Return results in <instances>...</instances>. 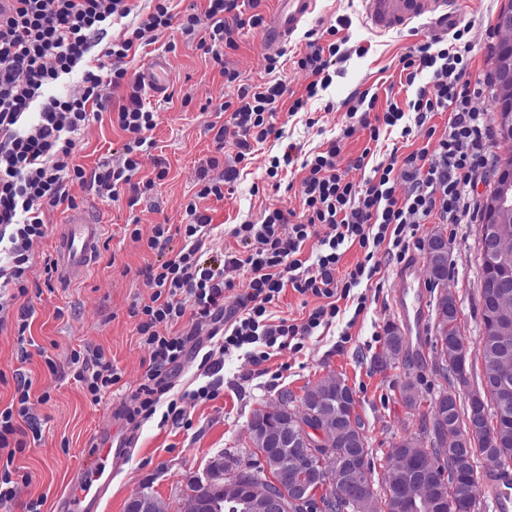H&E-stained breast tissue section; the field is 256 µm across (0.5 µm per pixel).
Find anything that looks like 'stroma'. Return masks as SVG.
Here are the masks:
<instances>
[{
  "mask_svg": "<svg viewBox=\"0 0 512 512\" xmlns=\"http://www.w3.org/2000/svg\"><path fill=\"white\" fill-rule=\"evenodd\" d=\"M276 0H238L237 9L225 14L233 31L235 48L225 49L221 59L203 54L194 38L179 30L161 34L152 45L137 48L136 67L153 58L165 57L171 75L165 97H147L146 105L156 112V127L144 159L140 177L155 180L152 191L134 198L123 188L118 201L98 195L88 183H69L75 204L87 207L104 226L98 248L95 271L76 282L46 280L42 268L44 256L53 254L56 237L66 214L65 208L46 212L48 226L44 238L32 247L33 266L28 274L27 293L16 298L4 325L0 326V402L8 403L14 393L17 376L32 382V415L40 430L39 439L28 441L17 454L15 464L22 478L16 498L0 504V512H25V505L40 498L41 512H58L56 505L76 471L95 458L94 436L108 422L113 408L132 411L134 397L144 381L149 355L137 331L139 319L133 311L146 297L148 289L141 275L149 264L170 258L182 245L174 238L169 250L150 249L148 240L155 225L186 223L185 207L197 201L219 231L207 240L211 253L244 251L245 246L230 236L233 225L255 219L268 207L300 212L302 203L296 188L301 174L289 175L288 186L274 187L266 175L272 147L253 146L246 160L237 161L238 137L233 130L224 134V151L216 153L210 124H223L220 106L235 99L238 87L269 78L283 81L287 104L305 93L309 77L297 62L307 51L303 35L287 44H266L262 28L247 27L252 14L270 16ZM503 0H456L451 17L473 22L470 33L473 50L469 55L471 79L490 76L493 48L503 39L496 18ZM344 16L348 25L342 35L350 53L339 64V73L330 87L311 99L308 109L316 118L314 126L299 117L289 116L286 107L278 112L276 123L290 140L312 150L340 136L346 123L341 103L354 91L370 89L378 94L377 109H384L387 98L405 103L414 95L398 67L399 57L416 37L427 36V21L403 29L375 31L366 19V0H316L305 29L324 30ZM278 58L275 72H268L269 58ZM236 71L238 79L228 84L225 70ZM102 107H90L85 126L75 137L73 164L92 172L102 160L120 162L124 133L110 121L112 112L128 101L127 86L106 87ZM341 137V136H340ZM216 159L211 170L222 178L226 166L238 164L240 174L223 199H197L199 169ZM164 178H157L158 170ZM139 237H131L132 229ZM479 224L463 220L441 224L430 220L421 225V240L441 235L448 241V279L458 307L461 333L469 347H476L481 331L477 263ZM380 267V283L368 288L366 310L354 321L340 319L330 329L317 332L305 342L301 352L283 350L272 354L263 364H253L241 352L213 353L211 368L200 365L199 357L188 355L176 371L175 393L181 394L211 383L217 388L214 399L189 406L185 419L166 417L165 406L147 420H136L129 429L134 447L127 462L115 474L101 497L97 512H124L126 503L140 494L161 500L166 512H188L192 483L206 479L214 459L231 456L241 463L251 462L253 447L249 424L256 412L278 407L281 391L302 396L305 387L318 382L344 380L357 394L356 411L373 457L385 455L395 443L416 436L427 404L437 394L442 381L433 373L438 349L419 352L404 348L400 357L385 355L382 334L385 327L400 325L393 306L401 263L377 252L371 258ZM32 307L30 334L38 354L21 360L16 341V320L22 306ZM87 348L103 349L121 380L92 402L72 376L70 359L74 352ZM385 366H378L379 357ZM413 383L422 403L407 407L401 398L405 383Z\"/></svg>",
  "mask_w": 512,
  "mask_h": 512,
  "instance_id": "35a3bbf8",
  "label": "stroma"
}]
</instances>
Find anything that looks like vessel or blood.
<instances>
[{"label": "vessel or blood", "mask_w": 512, "mask_h": 512, "mask_svg": "<svg viewBox=\"0 0 512 512\" xmlns=\"http://www.w3.org/2000/svg\"><path fill=\"white\" fill-rule=\"evenodd\" d=\"M450 0H368L367 18L379 30L404 28L428 20L433 32L448 29ZM315 0H278L275 13L264 30V40L276 46L287 42L313 12ZM167 64L157 58L148 63L141 79L150 94L165 96L168 92ZM102 227L84 208L71 210L58 237L54 262L57 275L65 281L83 278L97 260ZM400 290L395 294L396 310L415 347L427 349V297L419 276L418 264H408L399 276ZM97 458L93 468L80 470L63 497V512H95L105 486L111 481L128 456L133 440L121 427L120 417H111L95 436ZM488 483L492 488L493 512H512V472L499 468L490 470Z\"/></svg>", "instance_id": "vessel-or-blood-1"}]
</instances>
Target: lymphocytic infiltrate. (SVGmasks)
I'll list each match as a JSON object with an SVG mask.
<instances>
[{"mask_svg":"<svg viewBox=\"0 0 512 512\" xmlns=\"http://www.w3.org/2000/svg\"><path fill=\"white\" fill-rule=\"evenodd\" d=\"M237 7L238 0H208L206 16L211 25L199 46L213 58H220L223 48L235 44L224 15ZM133 10L130 0H15L0 13V247L11 259L10 265L0 266V285L16 288L18 295L27 292L30 248L47 234L45 212L73 203L68 180L91 181L114 201L123 186H130L137 195L154 186L150 178L140 183L133 180L141 168V155L151 145L148 133L156 125V114L145 107L142 88L139 81L130 79L126 59L134 45L152 44L165 31L175 28L194 34L199 19L190 15L176 20L164 0H157L152 11L140 16L130 37L118 42L109 39L114 22L129 17ZM346 25V18L340 17L325 33L306 31L308 51L298 65L312 80L305 95L295 98L291 106H284L286 88L275 80L240 88L236 98L222 106L240 136L238 159H245L252 144L272 140L280 149L269 159L267 176L274 179L280 171L294 168L303 171V210L298 218L277 208L264 209L258 218L230 230L241 243L258 242V250L244 255L231 252L212 262L204 241L210 219L199 211L197 202L223 198L225 184L238 176L231 167L225 169L223 180L203 179L197 201L186 206L187 223L156 226L151 249H165L177 236L183 245L173 257L146 271L151 294L137 310L138 333L151 355L135 415L151 417L163 402L168 415L181 419L188 403L214 395L213 388L204 385L171 397V378L188 355V339L159 333V326L176 325L188 314L208 321L221 352L243 349L258 364L278 350L301 351L306 338L335 323L342 312L341 301L352 302L359 313L366 309L368 297L361 287L378 272L377 266L368 264V256L382 249L404 259L410 247L419 245V226L430 216L444 224L476 217L473 189L479 172L491 163L492 153L490 128L475 105L476 99L488 96V85L469 80L471 24L453 26L446 37L418 41L399 57L406 84L415 90L406 107L390 100L379 112L376 96L358 91L343 102L347 123L341 139L312 152L286 141L275 124L279 110L306 115L307 125H314V118L307 115L308 101L331 85L337 64L347 59L344 41L338 36ZM77 68L83 71L84 83L79 97L48 95V88ZM424 72L428 83L417 85L418 75ZM105 83L130 87L128 104L111 118L126 135L123 162L115 166L101 161L88 174L70 164L74 135L84 125L89 106L100 105L99 89ZM34 105L39 112L30 122L26 115ZM436 112L450 115L445 131L428 123ZM360 128L367 130L371 145L352 164L371 166L372 174L359 187L346 180L340 163L342 138ZM415 129L434 141V150L410 153L397 165H370L371 146L383 134L396 130L406 137ZM400 180L410 187L403 198L396 195L395 184ZM320 225L327 227L328 234L321 252L310 262L304 245ZM354 244L366 253V260L337 277L343 247ZM237 271L249 274L250 291L228 312L224 294L232 289ZM288 287L320 300L303 322L274 317L271 311ZM71 364L73 380L95 402L121 380L100 348L75 353ZM30 389L29 381L18 380L10 402L0 408L1 504L13 501L16 494L19 469L14 459L25 449L33 425Z\"/></svg>","mask_w":512,"mask_h":512,"instance_id":"lymphocytic-infiltrate-1","label":"lymphocytic infiltrate"}]
</instances>
